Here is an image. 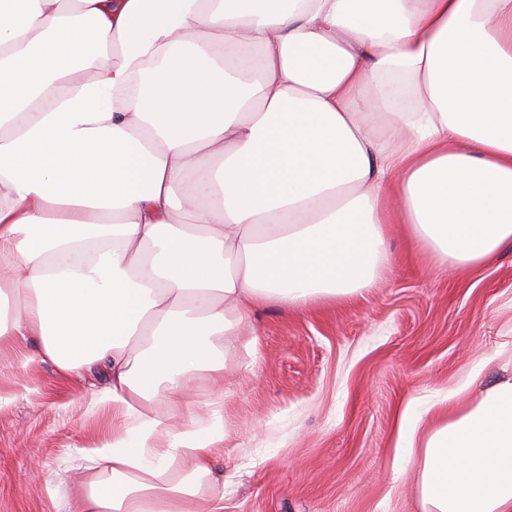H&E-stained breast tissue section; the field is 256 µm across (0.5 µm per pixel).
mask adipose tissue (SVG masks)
Wrapping results in <instances>:
<instances>
[{
  "label": "adipose tissue",
  "instance_id": "ef3b65f1",
  "mask_svg": "<svg viewBox=\"0 0 512 512\" xmlns=\"http://www.w3.org/2000/svg\"><path fill=\"white\" fill-rule=\"evenodd\" d=\"M512 247V0H0V352L100 372L72 512H223L254 308ZM404 411L421 512H512V377ZM170 444L155 447V437Z\"/></svg>",
  "mask_w": 512,
  "mask_h": 512
}]
</instances>
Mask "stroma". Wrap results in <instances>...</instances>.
Returning a JSON list of instances; mask_svg holds the SVG:
<instances>
[{
    "mask_svg": "<svg viewBox=\"0 0 512 512\" xmlns=\"http://www.w3.org/2000/svg\"><path fill=\"white\" fill-rule=\"evenodd\" d=\"M389 276L303 310L266 304L224 381V512H420L398 446L407 403L512 376V250L439 269L387 227ZM20 341L0 354V512H60L86 449L112 438L86 375L61 377Z\"/></svg>",
    "mask_w": 512,
    "mask_h": 512,
    "instance_id": "35a3bbf8",
    "label": "stroma"
}]
</instances>
